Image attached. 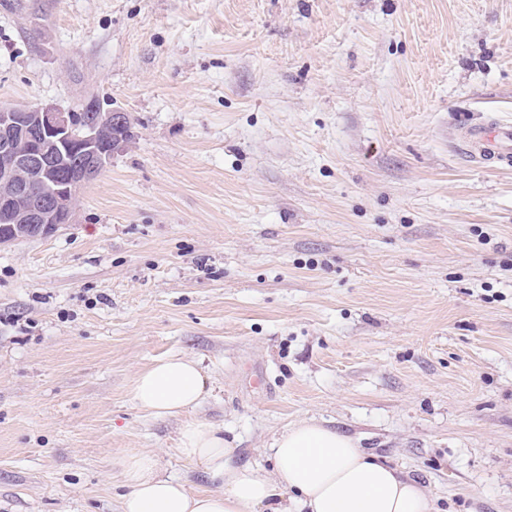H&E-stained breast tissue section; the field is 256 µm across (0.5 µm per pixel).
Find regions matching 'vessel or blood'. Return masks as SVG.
<instances>
[{
  "label": "vessel or blood",
  "instance_id": "vessel-or-blood-1",
  "mask_svg": "<svg viewBox=\"0 0 512 512\" xmlns=\"http://www.w3.org/2000/svg\"><path fill=\"white\" fill-rule=\"evenodd\" d=\"M457 148L480 165L512 168V122L484 119L469 124L462 129Z\"/></svg>",
  "mask_w": 512,
  "mask_h": 512
}]
</instances>
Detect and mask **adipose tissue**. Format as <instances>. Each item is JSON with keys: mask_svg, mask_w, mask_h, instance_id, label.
<instances>
[{"mask_svg": "<svg viewBox=\"0 0 512 512\" xmlns=\"http://www.w3.org/2000/svg\"><path fill=\"white\" fill-rule=\"evenodd\" d=\"M210 390L195 359L170 356L137 376L132 401L156 417L179 416ZM179 451L215 489L189 491L164 477L153 455L129 452L115 461L126 489L120 512H430L424 486L313 419L272 439L269 470L237 464L220 429L198 421L183 423Z\"/></svg>", "mask_w": 512, "mask_h": 512, "instance_id": "ef3b65f1", "label": "adipose tissue"}]
</instances>
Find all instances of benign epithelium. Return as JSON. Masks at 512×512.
Masks as SVG:
<instances>
[{
    "label": "benign epithelium",
    "instance_id": "obj_1",
    "mask_svg": "<svg viewBox=\"0 0 512 512\" xmlns=\"http://www.w3.org/2000/svg\"><path fill=\"white\" fill-rule=\"evenodd\" d=\"M122 110L93 107V112L64 111L52 104L36 109H0V246L29 237L53 234L72 222L71 202L95 169L105 167L126 147L112 136L121 123ZM79 152L83 162L72 165L70 155ZM39 181L48 194L37 206L28 204L29 186Z\"/></svg>",
    "mask_w": 512,
    "mask_h": 512
}]
</instances>
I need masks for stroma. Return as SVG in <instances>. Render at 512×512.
I'll return each mask as SVG.
<instances>
[{"instance_id": "1", "label": "stroma", "mask_w": 512, "mask_h": 512, "mask_svg": "<svg viewBox=\"0 0 512 512\" xmlns=\"http://www.w3.org/2000/svg\"><path fill=\"white\" fill-rule=\"evenodd\" d=\"M91 97L132 141L0 248V512H119L128 451L206 489L184 419L267 468L311 417L512 512V170L450 147L512 120V0H0V105ZM174 354L209 396L140 411ZM210 390L209 378L195 359L170 356L137 376L132 401L156 417L180 416L201 404Z\"/></svg>"}]
</instances>
